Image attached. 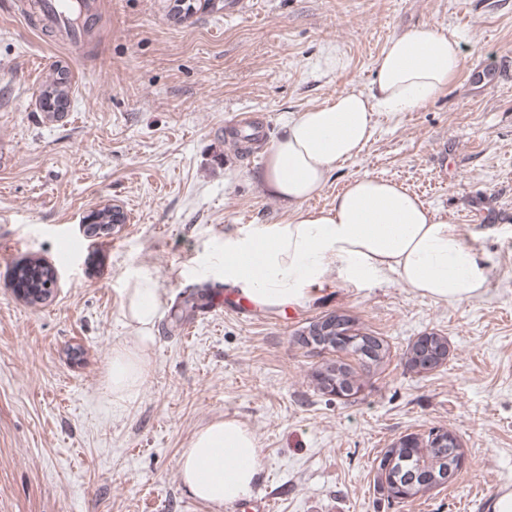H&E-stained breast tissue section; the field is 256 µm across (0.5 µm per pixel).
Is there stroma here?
<instances>
[{"label": "stroma", "instance_id": "35a3bbf8", "mask_svg": "<svg viewBox=\"0 0 512 512\" xmlns=\"http://www.w3.org/2000/svg\"><path fill=\"white\" fill-rule=\"evenodd\" d=\"M99 2L77 48L0 5V512H237L177 478L181 448L218 418L254 434L273 512H489L512 489V0H214L186 18L174 0ZM422 26L459 35L463 68L427 106L376 113L311 204L365 174L402 184L492 257L485 293L448 304L392 280L330 282L185 340L191 287L224 283L225 238L288 218L261 180L267 145L249 159L228 133L239 111L278 139L295 112L367 88L388 41ZM63 74L70 101L50 121L39 92ZM106 205L124 223L87 234ZM30 261L56 273L36 305L11 284ZM140 271L164 303L138 396L116 406L112 350L137 333ZM333 312L390 347L349 399L321 390L324 357L300 342ZM427 333L448 359L421 374L406 353ZM434 427L459 436L462 470L389 503L375 458Z\"/></svg>", "mask_w": 512, "mask_h": 512}]
</instances>
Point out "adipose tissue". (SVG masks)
<instances>
[{
    "instance_id": "ef3b65f1",
    "label": "adipose tissue",
    "mask_w": 512,
    "mask_h": 512,
    "mask_svg": "<svg viewBox=\"0 0 512 512\" xmlns=\"http://www.w3.org/2000/svg\"><path fill=\"white\" fill-rule=\"evenodd\" d=\"M456 33L428 27L392 38L367 89L344 90L289 118L269 147L262 180L291 214L224 241V283L262 306H294L323 282L393 280L451 304L485 293L492 260L479 255L457 225L390 180L363 175L331 207L308 202L337 163L359 156L378 112H411L445 94L463 65ZM129 311L138 333L112 357V399L136 397L150 332L163 295L149 273L133 279ZM260 475L253 433L234 419L202 427L184 448L177 476L200 500L221 505L249 496Z\"/></svg>"
}]
</instances>
